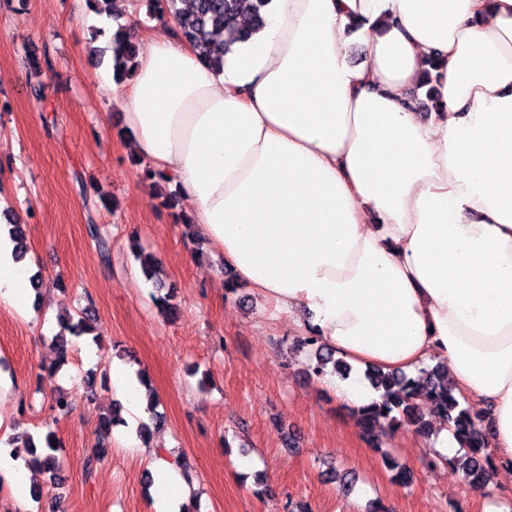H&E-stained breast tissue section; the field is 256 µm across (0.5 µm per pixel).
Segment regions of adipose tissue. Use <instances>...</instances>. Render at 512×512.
<instances>
[{"label": "adipose tissue", "mask_w": 512, "mask_h": 512, "mask_svg": "<svg viewBox=\"0 0 512 512\" xmlns=\"http://www.w3.org/2000/svg\"><path fill=\"white\" fill-rule=\"evenodd\" d=\"M223 70L174 36L104 85L228 268L358 367L444 361L512 475V0H270ZM429 98L428 111L418 101ZM28 263L0 225V304ZM128 423L147 391L124 364ZM153 512L190 486L154 456Z\"/></svg>", "instance_id": "1"}]
</instances>
